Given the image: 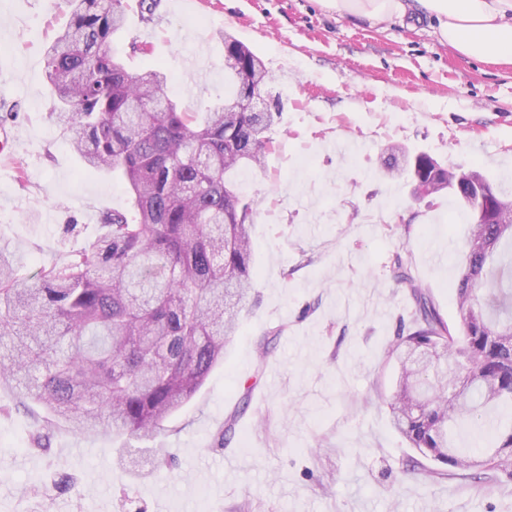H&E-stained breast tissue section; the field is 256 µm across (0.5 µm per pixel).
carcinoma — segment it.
I'll list each match as a JSON object with an SVG mask.
<instances>
[{
	"instance_id": "cac0c4a2",
	"label": "carcinoma",
	"mask_w": 512,
	"mask_h": 512,
	"mask_svg": "<svg viewBox=\"0 0 512 512\" xmlns=\"http://www.w3.org/2000/svg\"><path fill=\"white\" fill-rule=\"evenodd\" d=\"M68 22L46 48L53 117L84 165L126 184L131 209L106 212L100 233L78 251L20 278L0 249V387L30 412L76 435L154 438L224 361V349L252 306L250 227L256 208L228 174L261 167L280 112H229L261 93V60L228 32L234 91L195 112L165 94L162 68L130 72L112 47L126 22L124 0H62ZM417 187L454 192L472 212L464 185L427 154L410 161ZM483 205L508 202L485 183ZM487 242L486 252L471 247ZM394 279L409 293V325L392 353L400 363L387 399L395 430L436 467L502 472L512 478V425L493 446L458 448L454 423L512 404V237L470 223L456 285L460 329L441 316L429 287L401 255Z\"/></svg>"
}]
</instances>
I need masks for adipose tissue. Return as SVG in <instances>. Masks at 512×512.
Wrapping results in <instances>:
<instances>
[{"label":"adipose tissue","instance_id":"1","mask_svg":"<svg viewBox=\"0 0 512 512\" xmlns=\"http://www.w3.org/2000/svg\"><path fill=\"white\" fill-rule=\"evenodd\" d=\"M440 22L439 36L459 54L512 62V0H422Z\"/></svg>","mask_w":512,"mask_h":512}]
</instances>
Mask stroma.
<instances>
[{
	"instance_id": "35a3bbf8",
	"label": "stroma",
	"mask_w": 512,
	"mask_h": 512,
	"mask_svg": "<svg viewBox=\"0 0 512 512\" xmlns=\"http://www.w3.org/2000/svg\"><path fill=\"white\" fill-rule=\"evenodd\" d=\"M406 4L382 23L323 0H160L148 24L128 11L115 43L129 70L165 69L168 95L192 109L231 90L218 31L270 74L262 100H279L282 119L263 169L235 176L257 204V301L223 363L144 443L174 456L150 476L118 464L122 439L44 425L1 387L0 512H512L507 478L402 476L407 462H431L395 431L383 401L396 377L390 345L412 311L393 260H409L459 326L469 225L451 195L416 197L408 170L382 172V150L480 168L512 202V64L459 55L419 0ZM65 21L59 0H0V115H17L0 123L15 139L0 157V247L23 276L92 240L103 212L129 207L124 185L85 168L52 117L44 47ZM134 40L145 52H131ZM201 44L208 58L191 63ZM276 327L273 352L260 357ZM234 411L233 439L215 447Z\"/></svg>"
}]
</instances>
